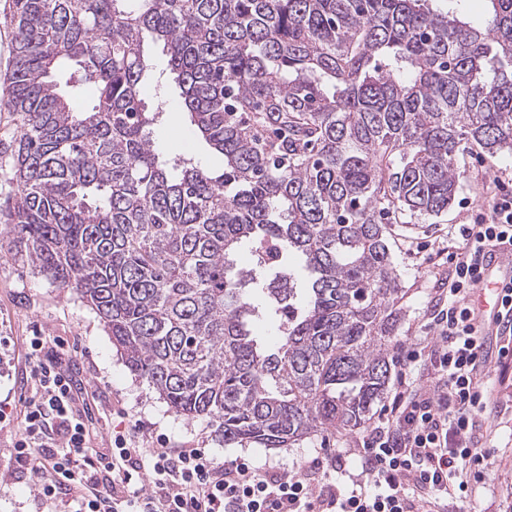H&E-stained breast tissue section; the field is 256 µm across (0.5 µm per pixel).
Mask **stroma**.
<instances>
[{
    "instance_id": "obj_1",
    "label": "stroma",
    "mask_w": 512,
    "mask_h": 512,
    "mask_svg": "<svg viewBox=\"0 0 512 512\" xmlns=\"http://www.w3.org/2000/svg\"><path fill=\"white\" fill-rule=\"evenodd\" d=\"M144 98L150 103L159 99L165 103L166 112L153 133L162 155L191 151L202 166L222 168L221 157L194 142L174 83L147 85ZM17 125L16 115L0 107V512L63 510L60 502L33 496L28 473L13 458V438L30 394L26 342L36 334L60 342L58 354L63 367L80 379L76 404L91 410V446L98 453H108L110 431L132 427L139 420L146 424L145 437L154 443L203 448L220 463L245 457L260 466L296 469L317 455L360 446L368 432L364 426L318 434L289 448L227 447L208 418L172 412L128 369L102 322L80 295L37 274L4 234L5 210L13 190ZM458 167L462 187L447 214L412 218L389 227L391 255L405 292L400 302L401 318L391 338L392 356L434 337L431 317L443 301L442 284L453 271L447 254L459 245L454 227L466 223L473 209L489 205L496 178L512 177V153L492 156L475 147L459 153ZM486 374L496 415L482 422L476 438L488 457L489 470L485 484L473 488L469 507L471 512H512V377L500 378L493 359L486 364Z\"/></svg>"
}]
</instances>
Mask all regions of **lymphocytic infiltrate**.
<instances>
[{
  "mask_svg": "<svg viewBox=\"0 0 512 512\" xmlns=\"http://www.w3.org/2000/svg\"><path fill=\"white\" fill-rule=\"evenodd\" d=\"M457 234L448 302L433 316L437 336L402 357L437 381L402 383L354 451L357 474L341 455L295 470L243 457L220 464L206 449L149 448L122 431L110 437L109 455L93 457L73 380L47 336L30 339L31 396L13 441L16 462L38 498L68 500L75 512H414L419 502L425 512H456L487 474L475 442L488 407L487 351L472 324V295L484 249L512 244V187L498 183L489 209L476 210Z\"/></svg>",
  "mask_w": 512,
  "mask_h": 512,
  "instance_id": "f902f5d3",
  "label": "lymphocytic infiltrate"
}]
</instances>
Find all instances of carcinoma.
<instances>
[{"mask_svg":"<svg viewBox=\"0 0 512 512\" xmlns=\"http://www.w3.org/2000/svg\"><path fill=\"white\" fill-rule=\"evenodd\" d=\"M430 2L12 0L6 234L226 446L366 423L401 315L385 221L447 212L463 143L512 151V0L479 28ZM148 39L222 171L154 149Z\"/></svg>","mask_w":512,"mask_h":512,"instance_id":"cac0c4a2","label":"carcinoma"}]
</instances>
